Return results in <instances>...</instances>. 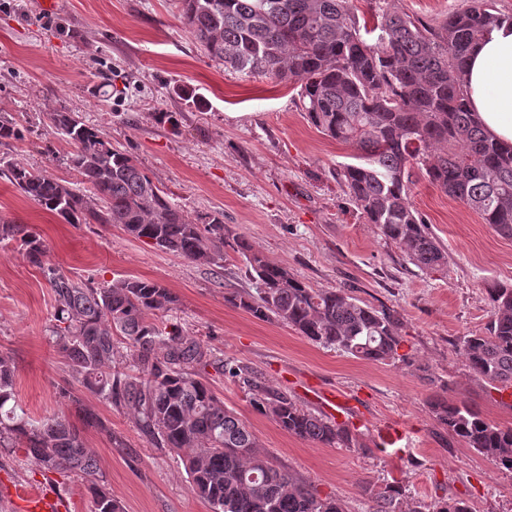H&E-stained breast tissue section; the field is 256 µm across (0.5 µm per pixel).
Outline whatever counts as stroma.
I'll list each match as a JSON object with an SVG mask.
<instances>
[{"instance_id":"stroma-1","label":"stroma","mask_w":512,"mask_h":512,"mask_svg":"<svg viewBox=\"0 0 512 512\" xmlns=\"http://www.w3.org/2000/svg\"><path fill=\"white\" fill-rule=\"evenodd\" d=\"M473 0H385V9L428 23ZM195 87L205 110L187 105L177 86ZM299 83L240 73L206 56L178 19L177 0H0V113L18 115L32 132L0 146V158L75 181L45 154L43 115L79 113L115 148L135 159L188 212L220 211L232 230L314 288H350L360 300L397 309L404 349L418 366L448 383V394L489 420L512 426V394L489 393L467 367L463 337L485 333L491 319L485 288L512 284V238L427 182L411 194L448 253V267L425 273L398 245L365 223L334 172L352 162L353 146L323 135L301 112ZM175 113L178 128L158 121ZM0 217L27 225L46 241L53 263L75 278L156 280L177 294L186 335L249 366L273 388L316 408L315 386L335 388L344 412L368 433L363 453L327 448L289 435L250 406L246 392L207 367L205 379L227 408L249 424L272 459L344 500L349 512H371L372 496L399 486L404 502H466L470 512H512V474L449 436L428 407L436 386L417 368L357 360L319 347L294 329L254 319L224 295L250 282L241 260L223 275L128 236L116 224H67L0 177ZM52 292L40 270L12 245L0 246V353L16 370V397L34 418L99 414L108 432L83 437L126 512H209L194 496L179 458L135 420L108 408L72 378L45 328ZM69 390L70 399L60 396ZM122 440V447L110 444ZM52 493L65 512H91L74 476L42 475L34 459L0 456V512H20L16 489Z\"/></svg>"}]
</instances>
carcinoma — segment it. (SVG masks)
<instances>
[{
	"instance_id": "cac0c4a2",
	"label": "carcinoma",
	"mask_w": 512,
	"mask_h": 512,
	"mask_svg": "<svg viewBox=\"0 0 512 512\" xmlns=\"http://www.w3.org/2000/svg\"><path fill=\"white\" fill-rule=\"evenodd\" d=\"M180 21L211 60L245 73L301 83L299 104L329 138L352 144L356 162L336 181L358 214L398 245L423 272L448 266L441 246L410 197L421 180L512 237V147L485 134L465 89L470 53L507 16L495 0H476L436 25L396 12L362 24L354 0H179ZM68 145L69 182L46 170L8 163L1 173L18 191L68 224H119L134 239L224 271L242 259L252 287L224 301L264 322H280L326 349L381 364L415 367L394 309L374 307L348 288H312L224 224V213H189L176 204L105 133L75 112L47 113ZM30 129L0 113V145L25 140ZM38 268L53 295L49 343L83 388L131 416L159 448L177 453L192 493L210 512H347L342 500L320 496L306 481L272 462L253 430L224 407L201 375L218 364L243 385L249 403L282 430L329 448L369 450L346 422L308 410L288 393L258 380L234 360L184 334L178 296L163 284L126 277L105 284L74 279L49 259L44 239L24 224L0 223ZM492 318L484 334L464 337L468 368L492 389L512 388V285L485 288ZM15 366L0 354V449L21 450L48 474L73 475L91 494L93 512H124L100 473L81 429H106L96 413L34 420L16 400ZM449 436L512 472V427L496 424L444 395L428 401ZM400 489L377 493L373 512H403ZM427 512H470L465 502L439 501Z\"/></svg>"
}]
</instances>
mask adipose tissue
Returning <instances> with one entry per match:
<instances>
[{"label": "adipose tissue", "instance_id": "1", "mask_svg": "<svg viewBox=\"0 0 512 512\" xmlns=\"http://www.w3.org/2000/svg\"><path fill=\"white\" fill-rule=\"evenodd\" d=\"M467 96L487 135L512 144V21L495 26L472 51L465 73Z\"/></svg>", "mask_w": 512, "mask_h": 512}]
</instances>
